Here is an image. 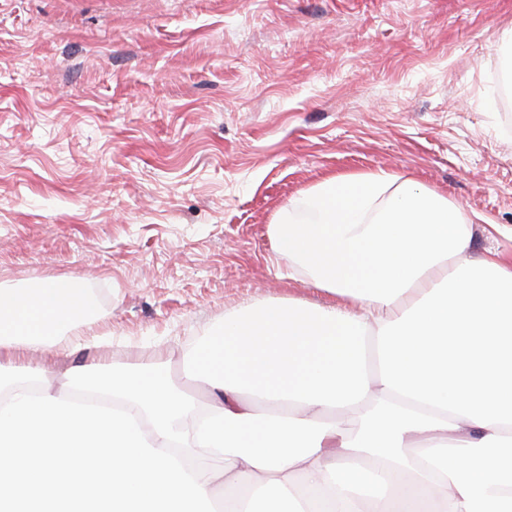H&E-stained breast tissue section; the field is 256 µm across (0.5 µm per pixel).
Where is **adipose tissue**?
Segmentation results:
<instances>
[{
    "mask_svg": "<svg viewBox=\"0 0 512 512\" xmlns=\"http://www.w3.org/2000/svg\"><path fill=\"white\" fill-rule=\"evenodd\" d=\"M269 237L339 304L269 301L193 357L215 402L190 412L223 512H512V264L468 260L446 198L381 171L331 177ZM90 299L68 278L0 288V349L66 354Z\"/></svg>",
    "mask_w": 512,
    "mask_h": 512,
    "instance_id": "ef3b65f1",
    "label": "adipose tissue"
}]
</instances>
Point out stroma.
I'll return each instance as SVG.
<instances>
[{"instance_id": "stroma-1", "label": "stroma", "mask_w": 512, "mask_h": 512, "mask_svg": "<svg viewBox=\"0 0 512 512\" xmlns=\"http://www.w3.org/2000/svg\"><path fill=\"white\" fill-rule=\"evenodd\" d=\"M512 0H0V285L94 303L44 370L191 358L230 313L328 302L268 235L333 176L384 170L512 259Z\"/></svg>"}]
</instances>
